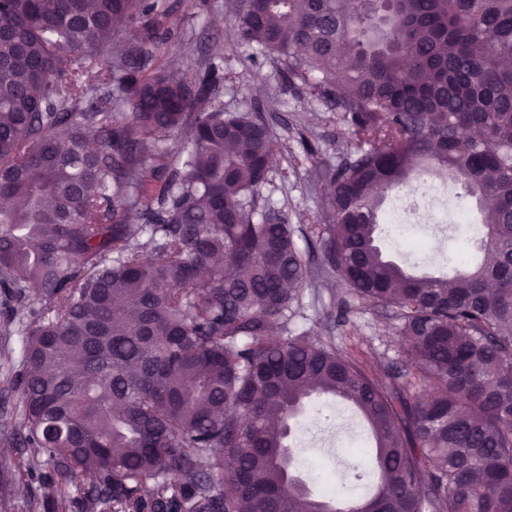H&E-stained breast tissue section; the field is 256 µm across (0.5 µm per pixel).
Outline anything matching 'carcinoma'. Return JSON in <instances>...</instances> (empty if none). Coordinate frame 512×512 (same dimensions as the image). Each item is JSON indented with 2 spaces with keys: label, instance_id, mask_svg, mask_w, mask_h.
Segmentation results:
<instances>
[{
  "label": "carcinoma",
  "instance_id": "carcinoma-1",
  "mask_svg": "<svg viewBox=\"0 0 512 512\" xmlns=\"http://www.w3.org/2000/svg\"><path fill=\"white\" fill-rule=\"evenodd\" d=\"M173 12L0 0V288L23 336L0 501L41 467L43 512H69L85 473L86 512H322L285 417L329 394L375 440L360 512H512V0H237V40L351 135L318 170V238L350 295L399 322L406 387L293 328L309 269L256 199L271 130L213 104L214 63L152 67ZM424 162L486 228L483 260L448 277L378 244L384 193L417 195Z\"/></svg>",
  "mask_w": 512,
  "mask_h": 512
}]
</instances>
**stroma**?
<instances>
[{
  "mask_svg": "<svg viewBox=\"0 0 512 512\" xmlns=\"http://www.w3.org/2000/svg\"><path fill=\"white\" fill-rule=\"evenodd\" d=\"M236 0H182L174 19L183 36L167 52L158 53L160 65L182 60L195 67L208 59L222 60L224 89L220 98L225 110L260 112L275 135L277 153L270 183L259 191L261 204L274 208L296 227L297 242L313 277L302 298L303 318L299 329H307L336 347L357 348L375 355L394 372L411 367V357L397 340L394 319L373 315L361 304H353L350 323L339 326L334 311L346 288L326 263L311 231L318 223L324 203V185L317 170L339 163L347 137L335 113L325 111L305 95L285 87L275 62L241 45L232 32ZM417 241L427 243L425 258L412 249L396 250L388 239L380 246L386 258L413 272H434L446 267L448 253L457 250L461 236L439 233L420 224ZM289 442L295 457L311 460L314 473L301 478L315 494L331 495L337 507H349L368 496L375 479L363 469L370 449L369 428L348 403L323 397L309 403L290 421Z\"/></svg>",
  "mask_w": 512,
  "mask_h": 512,
  "instance_id": "1",
  "label": "stroma"
}]
</instances>
